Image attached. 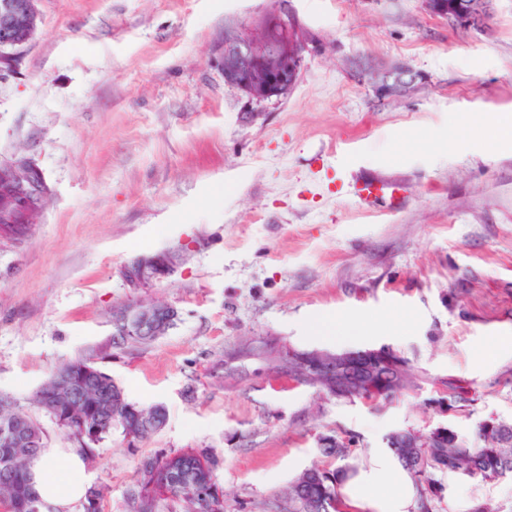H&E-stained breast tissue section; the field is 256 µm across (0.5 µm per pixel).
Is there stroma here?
<instances>
[{"instance_id":"1","label":"stroma","mask_w":512,"mask_h":512,"mask_svg":"<svg viewBox=\"0 0 512 512\" xmlns=\"http://www.w3.org/2000/svg\"><path fill=\"white\" fill-rule=\"evenodd\" d=\"M271 0H39L40 24L0 78V165L44 177L36 224L0 235V397L62 453L79 444L37 405L62 365L87 361L165 427L129 446L113 431L85 460L100 512H129L143 464L213 453L224 512H288L306 469L334 467L320 435L352 439L370 467L393 430L444 424L474 437L512 421V145L448 139L512 114V0L484 32L430 15L423 0H288L308 38L296 87L263 103L224 81V31ZM408 66L381 96L362 67ZM398 183L395 210L370 212L350 180ZM164 264L140 281L128 272ZM164 302L174 326L121 341L125 308ZM358 319L357 336L316 320ZM388 347L416 387L372 409L326 399L275 373L265 349ZM469 392L462 412L437 400ZM434 512L472 500L512 512V477L445 474Z\"/></svg>"}]
</instances>
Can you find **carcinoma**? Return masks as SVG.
<instances>
[{"instance_id":"1","label":"carcinoma","mask_w":512,"mask_h":512,"mask_svg":"<svg viewBox=\"0 0 512 512\" xmlns=\"http://www.w3.org/2000/svg\"><path fill=\"white\" fill-rule=\"evenodd\" d=\"M41 205L34 206L30 220L10 224L0 220V233L22 234L27 225L35 223ZM93 368L83 360L69 362L57 369L41 386L37 393V402L54 393L53 381L67 377L74 383L90 385L103 397L115 398L123 390L106 373L84 374L81 367ZM56 403L62 411L69 412V419L74 427L72 435L80 433L82 423L96 419V413L85 410H68L65 398L59 394ZM158 414L166 418V410L161 405L142 407L123 399V405L117 409V417L101 415L98 423L99 433L93 440L85 439L80 444L83 455L93 453L94 447L118 428L125 420L133 422L137 415L149 417ZM44 432L38 424H33L32 431L18 443L4 445L0 443V500L6 503L25 502L29 499L40 500L35 489L32 466L44 452ZM321 453L334 457L341 465L334 468L313 466L303 472L291 485L289 499L298 505V512H311V504L323 501L329 505V512H342L340 488L354 472V467L347 462L348 448L341 445L323 448ZM391 453L398 464L415 480L420 489L424 512H429L428 502L442 496L444 487L438 475L445 472L456 473L481 482H491L512 475V425L502 422L496 429L480 430L469 442L460 440L453 431H448V446L445 448H393Z\"/></svg>"}]
</instances>
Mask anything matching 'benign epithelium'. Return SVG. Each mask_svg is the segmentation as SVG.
Here are the masks:
<instances>
[{"mask_svg":"<svg viewBox=\"0 0 512 512\" xmlns=\"http://www.w3.org/2000/svg\"><path fill=\"white\" fill-rule=\"evenodd\" d=\"M37 0H0V72L11 67L18 51L34 37L39 25ZM494 0H423L426 11L448 22L476 31L488 28ZM297 20L290 11L271 7L253 17L246 25L232 26L224 31V81L242 91L248 100L256 103L279 99L296 86L302 72L307 42L294 36ZM363 76L372 77L376 90L382 96H399L409 91L418 79L410 68L395 64L380 71L363 70ZM0 176L6 180L11 193L36 194L28 182V173L22 165L0 166ZM175 310L164 303L147 307H132L114 321L115 331H135L147 338L160 335ZM280 366L301 364L308 369L306 385L320 394L335 397L345 390L346 370L353 366V355L348 352L305 351L293 348L280 351ZM362 356L378 364L387 362L404 378V358L389 348H367ZM58 389L67 394L71 407H92L108 412L111 405L98 399L95 390L87 386H74L66 380ZM25 418L0 427V438L6 443L21 441L28 428ZM160 429L156 420L139 421L126 427L128 440H137L146 432ZM393 447L418 448L433 438L448 441V427L439 425L427 432L411 428L391 433ZM207 469L206 482L194 494L196 512H220L224 498L214 477L212 465L202 461Z\"/></svg>","mask_w":512,"mask_h":512,"instance_id":"obj_1","label":"benign epithelium"}]
</instances>
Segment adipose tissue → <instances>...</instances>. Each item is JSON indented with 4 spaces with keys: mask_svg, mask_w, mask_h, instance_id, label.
<instances>
[{
    "mask_svg": "<svg viewBox=\"0 0 512 512\" xmlns=\"http://www.w3.org/2000/svg\"><path fill=\"white\" fill-rule=\"evenodd\" d=\"M394 483L395 490L385 493L384 485ZM35 488L39 496L59 507L84 498L86 479L78 456L57 463L55 453H47L35 468ZM344 493L360 512H409L415 494L412 484L397 476L396 467L387 453H379L369 471L347 482Z\"/></svg>",
    "mask_w": 512,
    "mask_h": 512,
    "instance_id": "1",
    "label": "adipose tissue"
}]
</instances>
